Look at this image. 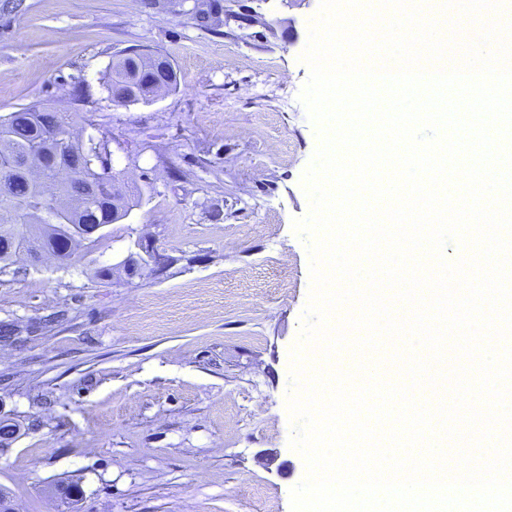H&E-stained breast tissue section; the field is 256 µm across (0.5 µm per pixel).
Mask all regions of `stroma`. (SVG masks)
I'll use <instances>...</instances> for the list:
<instances>
[{"label": "stroma", "instance_id": "35a3bbf8", "mask_svg": "<svg viewBox=\"0 0 512 512\" xmlns=\"http://www.w3.org/2000/svg\"><path fill=\"white\" fill-rule=\"evenodd\" d=\"M193 6L0 0V114L84 112L136 195L69 268L0 274L18 335L0 342V414L23 424L0 450L15 512H292L305 466L285 402L310 290L293 222L318 145L299 56L319 0H219L208 29ZM129 50L165 56L176 89L112 102L104 75ZM139 245L167 272L128 277ZM99 260L112 277H93Z\"/></svg>", "mask_w": 512, "mask_h": 512}]
</instances>
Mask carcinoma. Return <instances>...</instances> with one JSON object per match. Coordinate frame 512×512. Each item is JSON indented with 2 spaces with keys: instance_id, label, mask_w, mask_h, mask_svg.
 I'll return each mask as SVG.
<instances>
[{
  "instance_id": "obj_1",
  "label": "carcinoma",
  "mask_w": 512,
  "mask_h": 512,
  "mask_svg": "<svg viewBox=\"0 0 512 512\" xmlns=\"http://www.w3.org/2000/svg\"><path fill=\"white\" fill-rule=\"evenodd\" d=\"M176 86L177 76L170 62L156 64L152 56L137 51L118 55L104 81L108 97L123 104L133 94L146 101ZM80 121L87 119L78 112H58L44 103L38 111L29 104L0 115V142L12 153L35 154L48 127L55 130L65 156L61 166L43 164L44 178L39 184L18 181L0 186V264L7 266L17 252L38 246L59 264L67 265L73 260L71 246L82 241L81 225L119 222L134 206V196L115 186L111 154L102 143L71 138ZM104 176L112 184L102 186L98 198L84 200L80 215L63 206L65 200L83 196L87 181Z\"/></svg>"
}]
</instances>
